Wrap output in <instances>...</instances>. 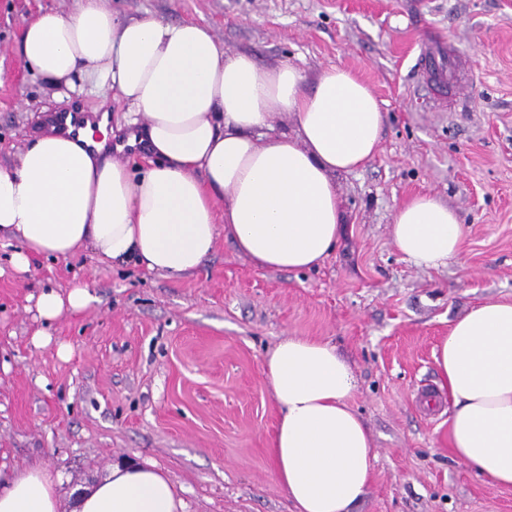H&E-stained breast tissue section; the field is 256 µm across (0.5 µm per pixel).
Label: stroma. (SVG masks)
I'll return each mask as SVG.
<instances>
[{
  "label": "stroma",
  "instance_id": "obj_1",
  "mask_svg": "<svg viewBox=\"0 0 512 512\" xmlns=\"http://www.w3.org/2000/svg\"><path fill=\"white\" fill-rule=\"evenodd\" d=\"M113 11L207 26L262 66L314 75L339 67L385 112L380 149L343 175L335 250L316 269H261L218 238L193 274L170 280L90 251L37 257L15 276L0 247V457L60 476V512L125 461L153 463L186 512H296L269 456L279 417L262 373L285 336L336 345L357 380L351 399L376 459L355 512H512V488L476 476L449 447L447 392L434 352L473 306L512 300V0H111ZM78 0H0V166L12 165L45 112L90 111V85L52 91L18 46L26 18ZM463 59L452 101L419 67L430 35ZM431 193L454 209L460 254L438 269L397 251V207ZM91 282L96 302L41 329L29 301ZM441 406L423 408L424 395Z\"/></svg>",
  "mask_w": 512,
  "mask_h": 512
}]
</instances>
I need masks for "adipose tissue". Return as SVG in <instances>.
<instances>
[{
  "mask_svg": "<svg viewBox=\"0 0 512 512\" xmlns=\"http://www.w3.org/2000/svg\"><path fill=\"white\" fill-rule=\"evenodd\" d=\"M20 52L47 84L90 81L101 106L125 104L147 167L133 177L103 151L107 120L78 132L45 116L15 165L0 167V242L29 273L33 256L136 259L178 280L199 269L218 235L260 268L317 267L334 251L337 179L372 160L385 115L369 87L333 67L315 77L290 64L259 65L224 49L209 29L145 15L126 19L107 0L23 23ZM295 134L270 132L274 116ZM393 242L414 266L455 259L462 226L437 197L400 205ZM88 283L43 289L45 324L89 308ZM434 360L451 401L453 454L478 476L512 487V301L478 304L455 321ZM263 374L279 407L270 439L277 478L297 512H353L372 479L375 453L349 400L357 384L329 342L288 336L267 349ZM58 481L41 466L0 482V512H58ZM174 483L154 465L113 466L75 512H184Z\"/></svg>",
  "mask_w": 512,
  "mask_h": 512,
  "instance_id": "obj_1",
  "label": "adipose tissue"
}]
</instances>
